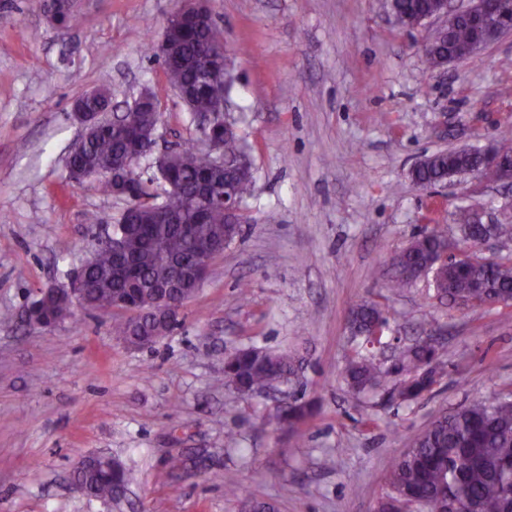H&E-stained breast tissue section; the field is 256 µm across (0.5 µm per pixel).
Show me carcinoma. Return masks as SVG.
<instances>
[{
  "label": "carcinoma",
  "mask_w": 512,
  "mask_h": 512,
  "mask_svg": "<svg viewBox=\"0 0 512 512\" xmlns=\"http://www.w3.org/2000/svg\"><path fill=\"white\" fill-rule=\"evenodd\" d=\"M394 2L398 14L411 20L428 12L433 0ZM45 11L63 30L80 23L72 0H47ZM474 40L472 27L460 21L451 29L445 50L458 60L467 58ZM152 55L160 61L168 84L187 92L193 111H222L221 98L212 85L213 75L224 67V32L216 22L183 18L170 28L167 48L161 51L155 47ZM105 93L107 89L100 88L97 94L85 93L78 100L87 110L100 111L111 104ZM158 116L144 106L132 114L128 126L104 122L90 129L67 158L68 179L77 183L90 180L101 194L112 195V173L125 170L136 153L144 158L152 154ZM250 153L251 147L241 136L224 140V158L231 164L250 157ZM475 164V157L467 150L448 155L437 151L412 170L411 177L427 187ZM159 170L174 186L160 206L156 180L131 171L136 178V200L126 205L112 231L122 240V255L102 244L81 266L86 310L109 312L112 305L131 299L148 311L155 302L157 285L177 277L191 278L200 263L201 246H220L239 235L241 225L227 222L220 201H205L198 190L199 183L206 181L218 196L226 187L246 196L251 182L238 178L233 167H213L195 143L167 157ZM455 230L460 245L474 237H512V224H473L466 213L455 224ZM447 241L448 230L438 225L422 232L391 258L388 269L376 270L374 276L386 277L393 293L430 276L436 295L447 300L450 307L489 301L512 303V260L493 264L459 260L446 270L439 269L435 265L439 248ZM34 312L46 324L61 323L73 316L71 305L60 299L40 302ZM348 324L352 337L371 344L376 329H386L388 320L379 303L362 301L351 309ZM113 328L133 343L142 332L153 331L157 325L148 315L141 324L122 319ZM444 355L443 346L430 336L405 347L389 365L372 354L358 353L345 369L347 390L354 397L372 391L386 392L393 400H416L437 383V369ZM300 361L296 354L256 355L243 349L224 361V383L238 395L251 397L275 381L292 382ZM306 416V406L296 402L288 403L281 414L293 433L299 432ZM134 481V472L118 461L74 470L78 490L103 503L120 499ZM386 483L388 492L379 503L381 509L390 501L417 500L424 503L425 512H450L457 503L473 505L476 512H508L512 507V401L478 400L435 417L413 446L393 463Z\"/></svg>",
  "instance_id": "obj_1"
}]
</instances>
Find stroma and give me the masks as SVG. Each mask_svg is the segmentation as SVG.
<instances>
[{
    "mask_svg": "<svg viewBox=\"0 0 512 512\" xmlns=\"http://www.w3.org/2000/svg\"><path fill=\"white\" fill-rule=\"evenodd\" d=\"M206 5L252 147L246 222L154 347L128 346L110 315L81 309L49 330L0 321V512H243L232 483L278 512H375L393 461L439 411L512 398V305L452 309L430 279L393 294L371 275L461 211L512 224V187L455 176L423 190L410 177L425 155L512 131V34L438 74L421 50L435 23L399 28L388 0ZM174 8L77 0L82 23L63 33L44 0H0V312L67 287L123 210L67 178L74 98L105 87L121 113L156 88L158 149L196 137L145 50ZM365 300L384 308L393 352L428 333L443 342L442 375L422 399L348 394V314ZM296 346L305 362L292 384L244 398L225 386L236 349ZM293 399L313 409L296 435L278 420ZM92 454L133 468L118 503L76 490L74 468ZM178 454L188 463L174 472Z\"/></svg>",
    "mask_w": 512,
    "mask_h": 512,
    "instance_id": "1",
    "label": "stroma"
}]
</instances>
